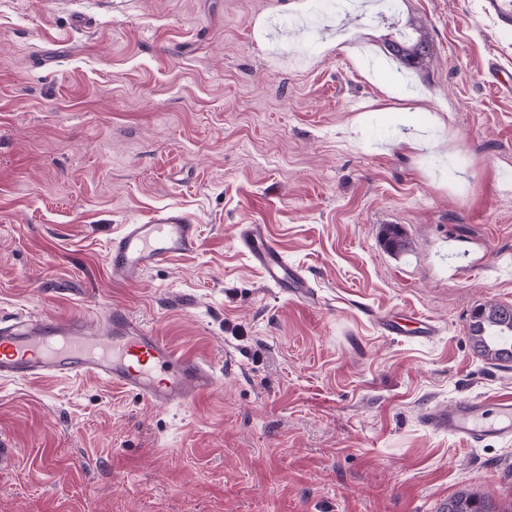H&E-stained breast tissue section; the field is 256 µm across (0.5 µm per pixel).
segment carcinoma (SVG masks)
I'll use <instances>...</instances> for the list:
<instances>
[{
	"label": "carcinoma",
	"instance_id": "carcinoma-1",
	"mask_svg": "<svg viewBox=\"0 0 512 512\" xmlns=\"http://www.w3.org/2000/svg\"><path fill=\"white\" fill-rule=\"evenodd\" d=\"M390 55L408 68L429 67L433 53L426 33L415 29L405 41L387 43ZM467 333L474 353L499 365L512 362V305L487 302L471 314ZM444 512H500L495 504L476 493L463 490L448 498Z\"/></svg>",
	"mask_w": 512,
	"mask_h": 512
}]
</instances>
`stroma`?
<instances>
[{
    "instance_id": "obj_1",
    "label": "stroma",
    "mask_w": 512,
    "mask_h": 512,
    "mask_svg": "<svg viewBox=\"0 0 512 512\" xmlns=\"http://www.w3.org/2000/svg\"><path fill=\"white\" fill-rule=\"evenodd\" d=\"M424 28L429 68L386 44ZM512 30L482 0H0V312L112 307L212 362L215 391L155 409L93 379L0 383V512H437L512 505V443L420 421L512 397L476 305L512 304ZM177 206L198 249L113 287L123 225ZM263 225L310 284L269 286ZM410 248L388 252L382 230ZM432 320L395 339L381 315ZM238 242L258 266L266 282L274 288L296 296L308 295V280L301 270L294 268L283 258L277 245L268 237L260 224H247L240 228ZM439 510L440 512H511L512 506L509 511H501L491 500L469 490H463L449 497L444 510L442 507Z\"/></svg>"
}]
</instances>
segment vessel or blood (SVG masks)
<instances>
[{"label": "vessel or blood", "mask_w": 512, "mask_h": 512, "mask_svg": "<svg viewBox=\"0 0 512 512\" xmlns=\"http://www.w3.org/2000/svg\"><path fill=\"white\" fill-rule=\"evenodd\" d=\"M485 13L499 27L512 29V0H483ZM238 242L266 282L285 292L307 296L308 281L283 258L262 225L240 228ZM199 244L197 220L182 209L155 211L148 220L124 225L110 242L105 260L115 283L139 282L155 268L193 253ZM385 335L436 336L428 319L415 315L380 319ZM92 378L141 396L151 407H183L213 392L215 366L184 353L147 331L125 310L112 308L96 326L79 317L0 316V381L40 378ZM421 421L435 432H448L472 446L512 441V399L463 398L424 409Z\"/></svg>", "instance_id": "vessel-or-blood-1"}]
</instances>
